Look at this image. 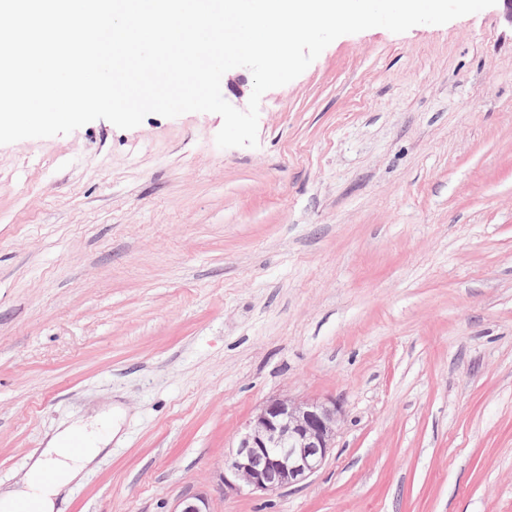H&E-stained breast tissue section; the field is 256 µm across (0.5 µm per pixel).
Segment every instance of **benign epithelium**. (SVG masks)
Here are the masks:
<instances>
[{
  "mask_svg": "<svg viewBox=\"0 0 512 512\" xmlns=\"http://www.w3.org/2000/svg\"><path fill=\"white\" fill-rule=\"evenodd\" d=\"M340 419L341 407L333 399L267 401L224 462V490L275 493L304 482L325 463ZM177 512H210L208 499L185 498Z\"/></svg>",
  "mask_w": 512,
  "mask_h": 512,
  "instance_id": "obj_1",
  "label": "benign epithelium"
}]
</instances>
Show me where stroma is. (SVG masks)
I'll list each match as a JSON object with an SVG mask.
<instances>
[{"label": "stroma", "instance_id": "35a3bbf8", "mask_svg": "<svg viewBox=\"0 0 512 512\" xmlns=\"http://www.w3.org/2000/svg\"><path fill=\"white\" fill-rule=\"evenodd\" d=\"M215 113L0 145V488L121 409L60 512H512V24L344 35ZM333 398L322 468L228 494L268 400Z\"/></svg>", "mask_w": 512, "mask_h": 512}]
</instances>
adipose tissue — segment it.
<instances>
[{"label": "adipose tissue", "instance_id": "adipose-tissue-1", "mask_svg": "<svg viewBox=\"0 0 512 512\" xmlns=\"http://www.w3.org/2000/svg\"><path fill=\"white\" fill-rule=\"evenodd\" d=\"M111 430L112 417L103 414L58 433L15 487L0 493V512H17L22 506L29 512H57L59 496L106 448ZM77 435L87 440L85 451L71 448Z\"/></svg>", "mask_w": 512, "mask_h": 512}]
</instances>
